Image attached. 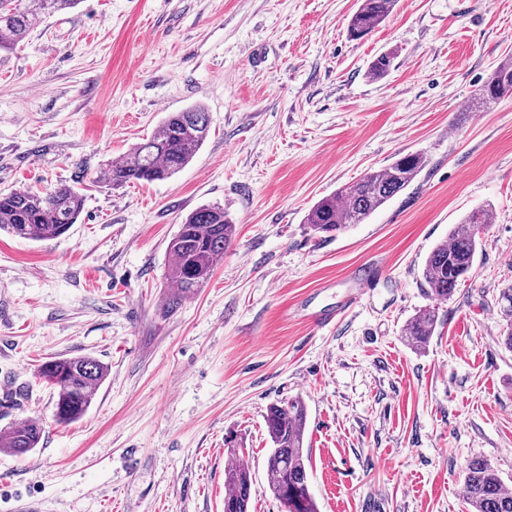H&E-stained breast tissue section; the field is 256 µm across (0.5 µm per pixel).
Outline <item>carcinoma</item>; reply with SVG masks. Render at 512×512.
<instances>
[{
  "label": "carcinoma",
  "mask_w": 512,
  "mask_h": 512,
  "mask_svg": "<svg viewBox=\"0 0 512 512\" xmlns=\"http://www.w3.org/2000/svg\"><path fill=\"white\" fill-rule=\"evenodd\" d=\"M78 0H0V53L10 52L31 30L34 22L76 6ZM397 0H358L348 32L361 38L379 26ZM512 97V57L501 62L476 92V101L488 108ZM209 132V115L201 106L171 112L158 131L136 144L119 161L101 168L95 182L112 187L127 183H152L183 170L202 147ZM425 166L423 156L411 153L388 166L367 172L358 181L319 200L306 223L315 233L332 237L369 217L404 190ZM84 208V195L68 184L45 194L25 190L0 192V231L25 240L57 238L75 224ZM493 221L492 210H472L455 225L448 238L436 245L425 260L422 279L427 292L448 299L471 270L477 250L476 233ZM236 227L224 208L201 206L179 225L168 246V276L175 288L168 307L174 309L209 279ZM502 317L507 322L503 345L512 350V286L500 289ZM435 310L425 309L410 319L402 335L421 349L433 336ZM107 376L106 367L89 356L62 357L44 362L37 371L40 382L54 389L55 418L60 424L81 419ZM265 424L272 444L266 461L269 491L285 512H319L310 489L309 451L304 448L307 409L294 399L269 407ZM42 426L26 419L0 433V448L21 456L41 441ZM465 496L470 512H512V490L492 464L472 459L465 468ZM224 512H249L253 474L242 458L224 469Z\"/></svg>",
  "instance_id": "carcinoma-1"
}]
</instances>
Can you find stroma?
<instances>
[{
	"instance_id": "35a3bbf8",
	"label": "stroma",
	"mask_w": 512,
	"mask_h": 512,
	"mask_svg": "<svg viewBox=\"0 0 512 512\" xmlns=\"http://www.w3.org/2000/svg\"><path fill=\"white\" fill-rule=\"evenodd\" d=\"M358 0H80L0 59V192L79 188L55 239L0 234V430L38 418L24 456L0 451V512H224L243 447L251 512H281L265 480L271 404L308 411L319 512H466L464 471L512 486V98L473 96L512 56V0H398L350 38ZM393 55L382 78L370 67ZM204 107L192 162L150 184H94L171 112ZM408 153L426 166L370 219L313 235L323 197ZM219 205L236 236L176 309L168 244ZM474 265L429 297L433 247L475 208ZM435 308L429 344L403 326ZM330 317L321 325V317ZM108 368L61 425L35 377L56 357Z\"/></svg>"
}]
</instances>
